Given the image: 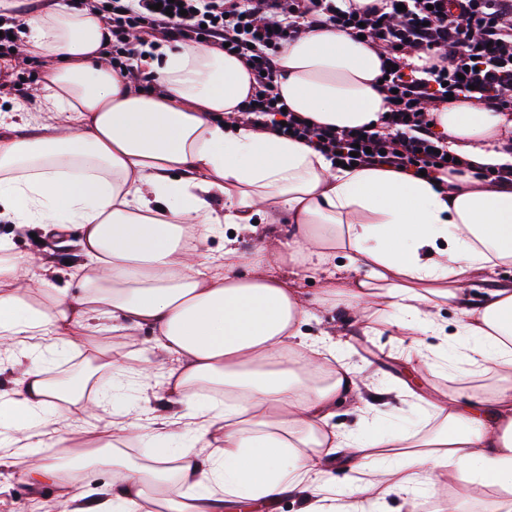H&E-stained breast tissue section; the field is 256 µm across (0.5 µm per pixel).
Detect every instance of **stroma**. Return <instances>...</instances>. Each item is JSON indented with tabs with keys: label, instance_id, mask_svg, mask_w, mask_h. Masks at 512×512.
<instances>
[{
	"label": "stroma",
	"instance_id": "obj_1",
	"mask_svg": "<svg viewBox=\"0 0 512 512\" xmlns=\"http://www.w3.org/2000/svg\"><path fill=\"white\" fill-rule=\"evenodd\" d=\"M47 65L43 59H21L20 55L0 57V119L4 122H29L27 110L34 101L33 91L42 79ZM0 236L10 239L15 251L33 259V271L44 284L34 300H42L44 292L57 288H76L70 276L80 261L76 246V230H54L48 224L22 226L0 221ZM296 237V227L287 218L276 223L258 222L253 232L237 237V247L245 256H253L276 241L289 242ZM391 313L386 309L372 310L369 320L355 325L348 321L338 298H329L314 309V316L303 324L305 334L315 336L319 331L335 332L347 362L358 372V385L366 410L374 416L381 432L397 430L433 432L432 403L436 396L456 391L461 402L467 403L492 395L499 381L495 372L475 373L468 365L456 369L426 368L423 356H448L453 344L455 312L442 307L437 313V328L420 334V355L407 356L399 336L390 330ZM155 334L143 328L127 337L118 332L104 331L90 337L87 346L66 348L54 355L50 374L59 377L75 370H84L95 350L106 349L115 359L132 354L150 359L159 374L171 363L155 347ZM104 473L89 468L78 481L67 486L43 485L32 487L24 464L18 459L0 464V512H60L63 500L81 505L88 500L91 488L100 485ZM433 490L420 508H413L403 494H392L383 500L382 512H498L501 499L491 486L475 487L463 477L448 478L447 474L433 475Z\"/></svg>",
	"mask_w": 512,
	"mask_h": 512
}]
</instances>
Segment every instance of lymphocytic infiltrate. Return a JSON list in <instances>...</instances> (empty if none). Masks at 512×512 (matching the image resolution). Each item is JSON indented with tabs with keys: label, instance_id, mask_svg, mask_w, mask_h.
Segmentation results:
<instances>
[{
	"label": "lymphocytic infiltrate",
	"instance_id": "1",
	"mask_svg": "<svg viewBox=\"0 0 512 512\" xmlns=\"http://www.w3.org/2000/svg\"><path fill=\"white\" fill-rule=\"evenodd\" d=\"M112 34V66L124 69L146 38L224 45L243 58L255 81L241 114L250 124L304 141L332 160L388 167L427 180L462 175L448 154L432 109L450 96L493 112L512 110V0H101ZM330 25L364 37L385 56L379 89L387 110L378 126L338 129L285 111L274 89L278 59L300 33ZM430 63L408 68V57Z\"/></svg>",
	"mask_w": 512,
	"mask_h": 512
}]
</instances>
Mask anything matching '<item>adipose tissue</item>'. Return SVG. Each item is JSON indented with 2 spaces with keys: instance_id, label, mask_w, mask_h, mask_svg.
Wrapping results in <instances>:
<instances>
[{
  "instance_id": "ef3b65f1",
  "label": "adipose tissue",
  "mask_w": 512,
  "mask_h": 512,
  "mask_svg": "<svg viewBox=\"0 0 512 512\" xmlns=\"http://www.w3.org/2000/svg\"><path fill=\"white\" fill-rule=\"evenodd\" d=\"M26 56L53 59L40 84L36 136L0 133V216L15 224L77 225L87 271L77 291L62 288L40 309L11 281L30 256L0 238V350L26 359L0 407L14 418L0 447L21 458L34 483L69 484L76 471L103 468L98 503L76 512H135L150 492L168 512H223L228 501L274 503L287 495L302 512H362L393 493L429 495L430 474L458 467L476 486L494 485L512 512V283L471 292L487 273L512 265V187L475 179L512 165L506 144L512 115L468 99L433 113L437 131L468 162L469 177L440 184L386 167L334 168L308 145L233 120L252 93L245 61L217 46L177 44L166 51L150 86L113 71L108 29L90 0L75 8L53 0L27 19ZM379 49L331 26L306 31L279 57L275 90L289 110L339 129L378 123L386 102L376 79ZM224 199L223 212L209 206ZM288 215L301 240L271 252L304 273L342 255L339 278L321 298L339 294L352 319L372 306L393 311L407 352L436 324L443 306L456 312L455 357L472 371H494L501 387L488 409L437 399L443 429L420 440L373 426L330 428L337 399L357 392L358 372L338 353L331 331L311 339L302 324L316 300L289 281L260 272V259L233 246L209 255L206 241L225 225L250 230L255 217ZM366 278L355 279L360 269ZM319 297V298H320ZM116 331L149 327L174 361L166 375L187 422L143 425L120 403V378L82 396L92 376L58 384L51 349L83 345L101 318ZM111 429L77 458L46 462V436L66 447L97 410ZM145 438L147 462L126 457L119 442ZM354 462L356 482L339 491L323 481L337 454Z\"/></svg>"
}]
</instances>
